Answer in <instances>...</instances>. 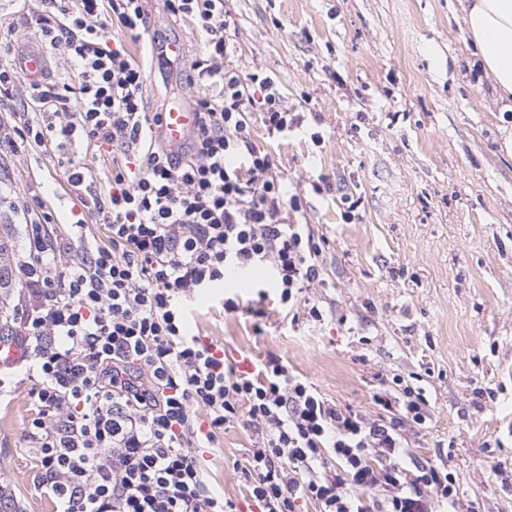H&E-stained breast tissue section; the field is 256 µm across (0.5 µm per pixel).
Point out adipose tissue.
Returning <instances> with one entry per match:
<instances>
[{
    "label": "adipose tissue",
    "instance_id": "1",
    "mask_svg": "<svg viewBox=\"0 0 512 512\" xmlns=\"http://www.w3.org/2000/svg\"><path fill=\"white\" fill-rule=\"evenodd\" d=\"M461 8L499 97L512 100V0H461Z\"/></svg>",
    "mask_w": 512,
    "mask_h": 512
}]
</instances>
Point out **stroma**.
<instances>
[{"instance_id": "stroma-1", "label": "stroma", "mask_w": 512, "mask_h": 512, "mask_svg": "<svg viewBox=\"0 0 512 512\" xmlns=\"http://www.w3.org/2000/svg\"><path fill=\"white\" fill-rule=\"evenodd\" d=\"M238 19L230 57L238 71L279 84L299 131L253 143L272 153L300 222L325 241V287L315 296L324 323H290L269 309L261 332L248 314L198 301L193 332L227 354L287 359L337 404L374 418L373 397L391 380L419 377L428 401L423 426L408 433L412 457L446 464L462 501L478 512H512V110L487 77L458 0H232ZM45 0H0V64L19 46L43 44ZM148 37L182 40L174 62L152 61L149 111L192 101L187 70L201 44L170 18L163 0L145 4ZM16 115L0 107V222L17 251L28 239L10 206L50 200L62 221L76 201L52 151L13 149ZM320 141H313L312 133ZM326 178L330 192L312 186ZM27 389L0 403V512H53L37 488L38 468L23 430ZM242 426L203 457L213 481L249 507L236 468L252 445ZM498 472L490 474L486 459Z\"/></svg>"}]
</instances>
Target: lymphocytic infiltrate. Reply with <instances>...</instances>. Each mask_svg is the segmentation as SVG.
Listing matches in <instances>:
<instances>
[{
    "instance_id": "f902f5d3",
    "label": "lymphocytic infiltrate",
    "mask_w": 512,
    "mask_h": 512,
    "mask_svg": "<svg viewBox=\"0 0 512 512\" xmlns=\"http://www.w3.org/2000/svg\"><path fill=\"white\" fill-rule=\"evenodd\" d=\"M144 0H51L40 19L50 46L80 77L29 88L39 123L15 126L29 146H48L67 182L93 209L106 242L87 239L76 220L66 235L41 198L18 207L29 246L23 274L13 375L0 401L28 386L36 410L24 437L39 461L38 487L54 512H239L211 488L200 449L243 424L254 436L239 469L259 512H475L462 506L447 466L409 464L406 428L424 424L422 389L393 377L395 400L371 419L326 398L268 356L255 371L227 361L224 348L190 330L197 297L222 293L228 271L267 268L272 289L251 309L266 316L276 295L293 320L321 322L309 295L324 287L323 247L294 221L305 197L289 192L272 155L252 141L255 122L272 138L299 124L271 77L227 64L236 21L228 0H165L204 40L187 80L199 90V120L188 153L153 135L162 115L146 111L149 77L130 43L147 29ZM88 142L112 157L102 188Z\"/></svg>"
}]
</instances>
